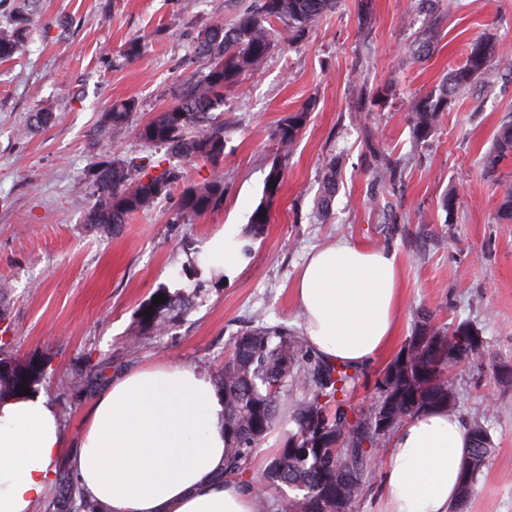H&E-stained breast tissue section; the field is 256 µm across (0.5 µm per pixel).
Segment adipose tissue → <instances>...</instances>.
I'll return each mask as SVG.
<instances>
[{
	"label": "adipose tissue",
	"instance_id": "obj_1",
	"mask_svg": "<svg viewBox=\"0 0 512 512\" xmlns=\"http://www.w3.org/2000/svg\"><path fill=\"white\" fill-rule=\"evenodd\" d=\"M245 242L224 227L201 246L208 269L234 273ZM303 329L322 359L360 368L392 345L400 322L397 256L345 239L314 251L296 287ZM68 440L42 394L0 401V512H30ZM470 436L443 410L393 436L383 477L388 512H450ZM72 468L106 512H254L256 495L224 476V399L195 367L127 370L96 399Z\"/></svg>",
	"mask_w": 512,
	"mask_h": 512
}]
</instances>
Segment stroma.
<instances>
[{
  "mask_svg": "<svg viewBox=\"0 0 512 512\" xmlns=\"http://www.w3.org/2000/svg\"><path fill=\"white\" fill-rule=\"evenodd\" d=\"M30 4L24 54L0 62V351L44 366L43 394L69 441H77L97 397L122 372L159 361L194 365L207 376L224 366L237 331L255 317L301 329L295 286L308 254L344 238L396 253L403 308L387 352L361 370L351 405L377 395L381 370L409 340L419 308L436 324L471 322L487 341L486 365H460L452 377L464 422L485 417L496 449L470 512H512V385L493 364L512 363V223L499 221L512 157L486 171L496 130L512 119V72L493 69L444 113L435 134L415 142L405 120L412 95L440 85L463 62L472 40L495 34L512 58V0H437L424 14L411 0H339L298 41L281 38L262 69L226 94L224 157L184 162L185 180L126 223L89 224L92 170L125 155L162 159L164 148L138 127L174 102L195 67L197 32L231 22L252 0H0V26ZM366 23H359V16ZM434 37L426 60L410 48L425 27ZM141 39L127 62L126 42ZM385 105L365 112L360 94L382 89ZM134 99L132 125L112 137L100 118L113 102ZM315 107L295 142L264 234L250 238L242 267L227 275L195 259L205 239L236 225L248 233L276 156L273 133L306 101ZM53 120L27 132L31 113ZM401 159L390 193L373 180L379 156ZM340 170L328 217L316 201L330 160ZM224 176L216 208L176 221L185 187ZM456 197L453 211L442 206ZM161 288L192 307L129 350L140 304ZM495 412L485 415L486 405ZM31 512H78L68 455Z\"/></svg>",
  "mask_w": 512,
  "mask_h": 512,
  "instance_id": "1",
  "label": "stroma"
}]
</instances>
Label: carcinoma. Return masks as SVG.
Returning a JSON list of instances; mask_svg holds the SVG:
<instances>
[{
	"mask_svg": "<svg viewBox=\"0 0 512 512\" xmlns=\"http://www.w3.org/2000/svg\"><path fill=\"white\" fill-rule=\"evenodd\" d=\"M337 0H255L239 12L230 25L214 20L200 29L194 42L197 66L192 78L177 91L175 102L146 123L142 139L166 148L183 160L202 159L214 164L224 156L225 95L241 80L257 73L278 37L276 24L293 37L304 35L308 25L335 8ZM28 17L19 11L11 24L0 27V61L22 54L27 45ZM502 59L497 38L486 33L470 45L465 60L448 72L442 84L410 102L408 123L413 140L423 142L436 131L448 106L458 94L482 79ZM133 99L115 102L102 115L107 131L120 135L135 114ZM312 103L306 102L288 115L273 133L277 155L265 183V200L250 218L251 236L264 234L270 223L269 204L278 194L291 149L306 125ZM512 156V121L502 124L494 136L486 168L495 171L501 159ZM135 158L112 159L93 173L94 201L86 211L88 224H123L129 215L151 209L184 180L183 168L171 165L152 176ZM336 160L324 169L317 212L328 217L339 188ZM383 185L401 179L397 161H385L376 172ZM224 199V176L184 189L178 217L199 216ZM165 301L148 299L138 309L134 335L160 332L190 310V300L165 288L156 291ZM480 331L462 322L452 328L437 325L420 311L414 332L396 357L380 372L376 401L356 412L350 404L357 375L349 367L325 361L308 349L303 335L285 325H270L258 317L239 330L224 358V368L214 386L224 397V475L244 477L260 445L274 428L288 422L293 428L283 446L270 458L259 482L265 489L293 492L285 512H352L366 488L365 474L390 439L420 412L437 408L453 412L457 392L448 369L457 362L483 365L485 349L477 351L459 342L460 336ZM44 371L36 362L0 354V400L35 393L43 385ZM387 419L385 427L375 423ZM470 470H462L457 499L451 512H469L478 481L495 450L483 419L469 425Z\"/></svg>",
	"mask_w": 512,
	"mask_h": 512,
	"instance_id": "carcinoma-1",
	"label": "carcinoma"
}]
</instances>
